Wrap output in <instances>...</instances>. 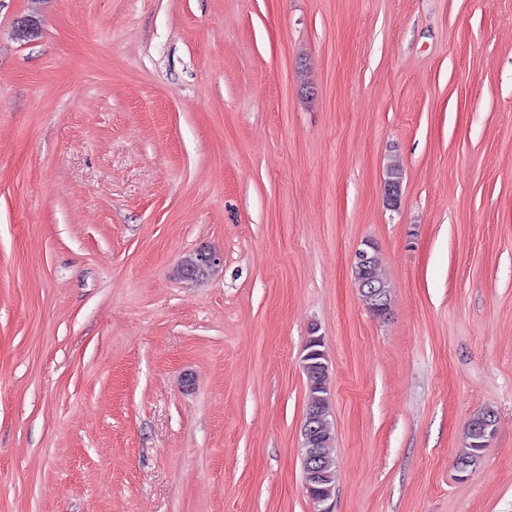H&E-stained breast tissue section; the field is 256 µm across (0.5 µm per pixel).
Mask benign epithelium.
I'll return each instance as SVG.
<instances>
[{"mask_svg": "<svg viewBox=\"0 0 512 512\" xmlns=\"http://www.w3.org/2000/svg\"><path fill=\"white\" fill-rule=\"evenodd\" d=\"M39 29V20L27 16L17 21L15 37L26 40ZM372 258L365 249L359 250L357 265L353 267L354 281L361 300L366 309L376 318L384 319L391 311V303L372 275ZM224 266L223 254L208 248H201L183 259L179 277L199 282L208 279ZM321 338L310 337L301 357V368L305 375L312 378L311 387L317 390L327 389L330 377V366L326 351L319 348ZM329 421L328 407L319 405L307 416L301 427V437L304 441L306 454L303 459L306 493L314 505L315 512H332L330 500L333 495L324 484L331 476L323 466V447L325 445V423Z\"/></svg>", "mask_w": 512, "mask_h": 512, "instance_id": "7a95c632", "label": "benign epithelium"}]
</instances>
